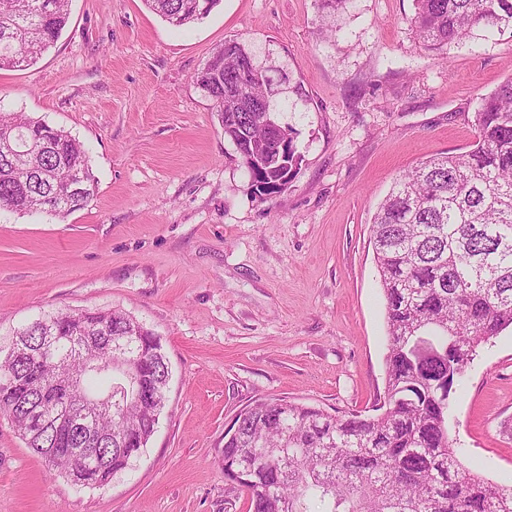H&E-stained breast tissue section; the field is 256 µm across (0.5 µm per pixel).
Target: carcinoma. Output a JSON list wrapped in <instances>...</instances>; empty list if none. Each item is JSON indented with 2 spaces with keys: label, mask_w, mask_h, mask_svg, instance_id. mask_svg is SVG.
<instances>
[{
  "label": "carcinoma",
  "mask_w": 512,
  "mask_h": 512,
  "mask_svg": "<svg viewBox=\"0 0 512 512\" xmlns=\"http://www.w3.org/2000/svg\"><path fill=\"white\" fill-rule=\"evenodd\" d=\"M182 27L221 0H144ZM69 0H0V68L36 61L60 38ZM425 50L442 54L475 32L512 39V0H415L410 19ZM217 103L224 137L235 147L251 189L269 198L288 185L301 159L284 140L276 78L240 41L219 48L196 75ZM468 149L429 158L401 175L370 230L388 334L386 386L377 414H331L279 399L242 410L224 434V479L246 493L249 512H512L506 489L463 468L448 438L455 385L477 349L512 326V77L481 98ZM95 179L83 145L68 132L22 113L0 112V210L65 216L73 197L87 203ZM132 317L119 311L48 313L17 340L58 350L60 361L31 368L0 357V415L26 444L70 481L103 488L127 469L166 403V356L146 337L141 388L85 360L106 359L99 343H71V326L91 336H122ZM75 392H112L101 421L112 446L77 468L74 444L28 419L68 378Z\"/></svg>",
  "instance_id": "carcinoma-1"
}]
</instances>
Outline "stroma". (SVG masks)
<instances>
[{
  "instance_id": "stroma-1",
  "label": "stroma",
  "mask_w": 512,
  "mask_h": 512,
  "mask_svg": "<svg viewBox=\"0 0 512 512\" xmlns=\"http://www.w3.org/2000/svg\"><path fill=\"white\" fill-rule=\"evenodd\" d=\"M414 0H222L176 28L143 0H71L36 63L0 69V110L62 128L97 182L81 210L0 211V347L48 312L117 309L158 336L168 401L142 455L104 488L50 471L0 416V512H247L224 434L255 403L371 413L387 337L372 217L422 159L476 138L512 40L425 50ZM229 40L280 70L301 155L259 199L196 73ZM461 463L512 488V328L466 367L448 417Z\"/></svg>"
}]
</instances>
